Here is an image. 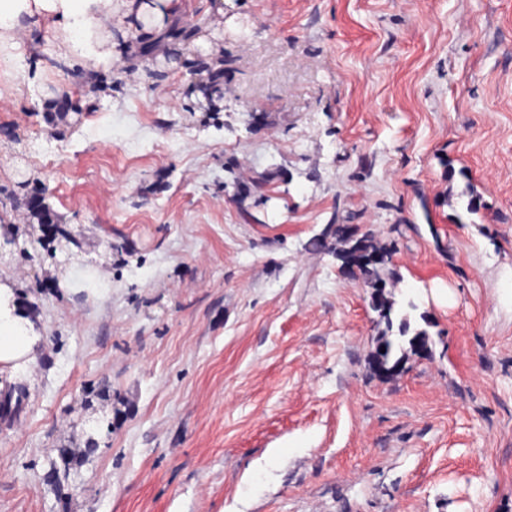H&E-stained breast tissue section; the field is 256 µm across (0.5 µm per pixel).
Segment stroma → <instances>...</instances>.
<instances>
[{
  "label": "stroma",
  "mask_w": 512,
  "mask_h": 512,
  "mask_svg": "<svg viewBox=\"0 0 512 512\" xmlns=\"http://www.w3.org/2000/svg\"><path fill=\"white\" fill-rule=\"evenodd\" d=\"M169 29L112 0L140 53L98 66L51 14L0 32V284L39 335L0 364V512H512V0ZM340 224L432 357L370 370Z\"/></svg>",
  "instance_id": "1"
}]
</instances>
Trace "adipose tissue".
<instances>
[{"label": "adipose tissue", "instance_id": "obj_1", "mask_svg": "<svg viewBox=\"0 0 512 512\" xmlns=\"http://www.w3.org/2000/svg\"><path fill=\"white\" fill-rule=\"evenodd\" d=\"M112 0H0V21L21 11L45 10L56 13L64 30H79L72 50L81 57L99 62L112 59V42L100 41L98 16L109 9ZM10 288L0 286V363H11L28 356L38 340L33 322L16 313L11 305Z\"/></svg>", "mask_w": 512, "mask_h": 512}]
</instances>
